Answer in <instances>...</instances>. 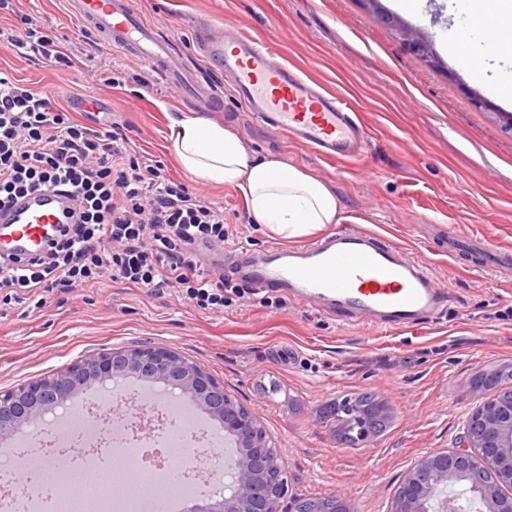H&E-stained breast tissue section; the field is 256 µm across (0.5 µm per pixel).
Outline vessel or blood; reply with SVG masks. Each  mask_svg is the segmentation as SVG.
Wrapping results in <instances>:
<instances>
[{"label":"vessel or blood","instance_id":"1","mask_svg":"<svg viewBox=\"0 0 512 512\" xmlns=\"http://www.w3.org/2000/svg\"><path fill=\"white\" fill-rule=\"evenodd\" d=\"M67 8L109 46L147 66L154 78L179 87L188 102L205 111L221 109L220 96L131 0H67ZM193 37L200 53L223 71L260 122L324 158L359 157L363 133L356 114L340 94L288 67L275 47L210 20L199 21ZM73 208L62 189L36 191L6 204L0 208V249L30 258L58 225L73 223ZM242 269L258 286H279L300 299L393 328L435 317L448 299L446 288L424 263L359 227L300 248L248 258Z\"/></svg>","mask_w":512,"mask_h":512}]
</instances>
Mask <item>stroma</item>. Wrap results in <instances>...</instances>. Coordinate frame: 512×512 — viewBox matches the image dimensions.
<instances>
[{"mask_svg": "<svg viewBox=\"0 0 512 512\" xmlns=\"http://www.w3.org/2000/svg\"><path fill=\"white\" fill-rule=\"evenodd\" d=\"M170 38L185 63L224 100L211 113L259 158L313 172L340 197L347 225H361L429 264L446 286L437 318L411 329L362 323L309 305L279 288H256L221 313L176 296L150 295L119 282L46 295L41 307L0 304V390L48 376L87 356L140 344L171 347L223 382L281 448L289 491L302 498H348L354 512H389L407 469L429 452L457 448L474 406L468 384L512 369V271L497 272L479 252L449 258L448 231L512 246V101L490 95L448 53L467 8L432 26L429 9L403 19L432 35L445 62L436 68L407 51L394 30L359 0H132ZM231 22L274 44L282 61L346 97L368 133L363 157L321 159L257 120L229 79L200 58L197 18ZM38 22L71 60L41 63L0 45V75L38 90L75 120L127 125L142 159L162 161L170 178L222 205L229 239L221 251L232 272L239 250L285 247L248 215L233 189L187 178L167 140L169 119L192 113L175 86L104 45L73 22L65 0H19L0 14V30ZM125 71L112 87V69ZM91 91L101 108L79 111ZM490 100L476 108L472 95ZM371 394L387 409L383 432L350 445L327 409Z\"/></svg>", "mask_w": 512, "mask_h": 512, "instance_id": "obj_1", "label": "stroma"}]
</instances>
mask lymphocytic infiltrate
<instances>
[{
    "label": "lymphocytic infiltrate",
    "mask_w": 512,
    "mask_h": 512,
    "mask_svg": "<svg viewBox=\"0 0 512 512\" xmlns=\"http://www.w3.org/2000/svg\"><path fill=\"white\" fill-rule=\"evenodd\" d=\"M0 41L49 63L67 60L39 29ZM47 187L68 188L79 218L38 257L0 256L5 302L39 306L47 294L107 280L151 293L171 288L212 312L240 294L232 277L205 271L197 255L198 246L227 238L223 206L172 180L163 162L141 160L122 127L91 128L48 92L0 77V204Z\"/></svg>",
    "instance_id": "f902f5d3"
}]
</instances>
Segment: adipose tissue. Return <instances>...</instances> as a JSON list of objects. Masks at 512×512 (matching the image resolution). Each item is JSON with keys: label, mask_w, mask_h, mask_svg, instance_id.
I'll return each mask as SVG.
<instances>
[{"label": "adipose tissue", "mask_w": 512, "mask_h": 512, "mask_svg": "<svg viewBox=\"0 0 512 512\" xmlns=\"http://www.w3.org/2000/svg\"><path fill=\"white\" fill-rule=\"evenodd\" d=\"M469 10V22L449 41V52H456L471 32L488 22L512 29V0H469ZM468 60L475 80L490 82L501 95L512 94V36L497 43L481 41ZM169 133L186 172L239 191L253 221L276 236L300 238L344 219L342 204L329 184L279 160L255 157L220 123L183 114L172 119Z\"/></svg>", "instance_id": "obj_1"}]
</instances>
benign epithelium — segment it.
I'll return each mask as SVG.
<instances>
[{"label": "benign epithelium", "mask_w": 512, "mask_h": 512, "mask_svg": "<svg viewBox=\"0 0 512 512\" xmlns=\"http://www.w3.org/2000/svg\"><path fill=\"white\" fill-rule=\"evenodd\" d=\"M407 49L436 61L433 41L396 19ZM142 379L174 398L193 400L199 410L224 428L230 442L226 467L232 476L230 496L213 493L189 512H299L300 500L287 496L282 453L271 445L255 415L240 407L224 384L178 351L139 345L90 355L55 373L0 392V444L15 431L33 428L47 413L77 407L96 388L109 382ZM493 375L470 386L476 406L468 417L457 449H436L414 464L402 478L389 512H464L458 488L468 489L471 512H512V495H499L483 482L487 472L512 486V395L488 396Z\"/></svg>", "instance_id": "1"}]
</instances>
